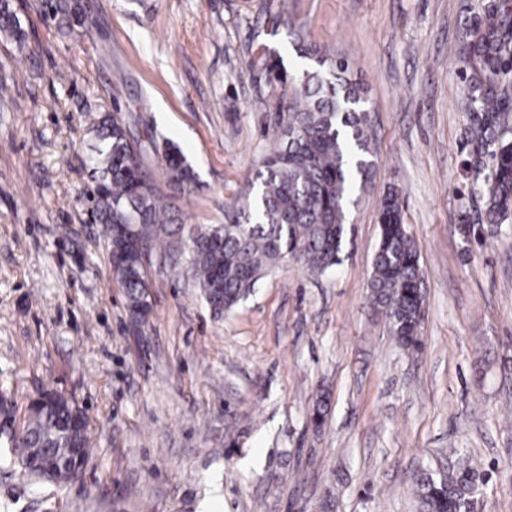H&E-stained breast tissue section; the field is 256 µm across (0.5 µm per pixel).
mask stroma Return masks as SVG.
<instances>
[{
  "mask_svg": "<svg viewBox=\"0 0 512 512\" xmlns=\"http://www.w3.org/2000/svg\"><path fill=\"white\" fill-rule=\"evenodd\" d=\"M73 29L12 0L0 32V390L40 388L89 418L83 479L0 467L10 512H425L421 477L464 463L481 512H512V227L484 221L491 162L469 145L462 50L494 0H83ZM312 55L365 90L374 174L342 262L289 259L223 320L187 273L153 265L133 328L101 225L86 221L92 114L118 109L173 142L197 177L169 187L190 224H224L274 145ZM287 75L275 81L268 66ZM404 201L420 250V351L402 348L369 281L380 204ZM322 423H314L319 401ZM0 31L8 33L18 43L25 41L26 33L10 0L0 1Z\"/></svg>",
  "mask_w": 512,
  "mask_h": 512,
  "instance_id": "1",
  "label": "stroma"
}]
</instances>
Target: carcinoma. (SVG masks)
Wrapping results in <instances>:
<instances>
[{
  "instance_id": "cac0c4a2",
  "label": "carcinoma",
  "mask_w": 512,
  "mask_h": 512,
  "mask_svg": "<svg viewBox=\"0 0 512 512\" xmlns=\"http://www.w3.org/2000/svg\"><path fill=\"white\" fill-rule=\"evenodd\" d=\"M42 8L61 22L81 18L78 0H43ZM0 31L18 43L25 41L11 0H0ZM511 35L512 10H490L484 29L467 46L479 78L459 87L476 111L470 144L492 161L486 176L485 220L495 228L512 214V139L507 138L499 92L501 76L512 68ZM347 69L344 61L322 56L297 80L280 136L245 192L233 224L185 223L146 164L150 154H162L168 182L189 193L196 176L182 152L163 137L129 138V119L118 112L98 116L92 126L97 143L88 161L100 178L88 201L96 222L103 225L112 271L132 321H144L150 310L147 282L126 234L118 230L120 224L128 226L153 256L186 263L215 318L232 312L290 255L318 274L340 263L348 209L374 167L364 128L363 92L346 77ZM402 210L396 193L381 202L370 288L373 304L389 320L391 335L400 346L416 350L425 295L419 248L403 224ZM38 395L41 401L28 405L19 433L13 428L15 410L0 401V439L22 476L72 484L74 468H85L89 457L87 416L54 390L42 388ZM478 481V472L463 466L446 480L421 478L418 496L426 512H474Z\"/></svg>"
}]
</instances>
